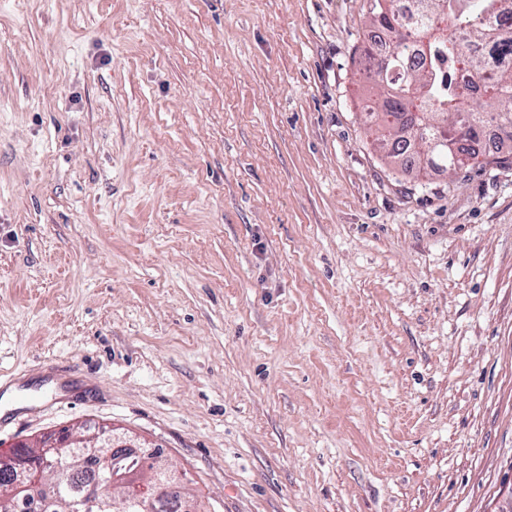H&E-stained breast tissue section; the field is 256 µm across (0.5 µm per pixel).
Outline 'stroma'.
Returning a JSON list of instances; mask_svg holds the SVG:
<instances>
[{"instance_id":"35a3bbf8","label":"stroma","mask_w":512,"mask_h":512,"mask_svg":"<svg viewBox=\"0 0 512 512\" xmlns=\"http://www.w3.org/2000/svg\"><path fill=\"white\" fill-rule=\"evenodd\" d=\"M368 11L0 0V454L106 423L205 512H512V160H384Z\"/></svg>"}]
</instances>
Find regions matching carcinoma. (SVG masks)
I'll return each mask as SVG.
<instances>
[{
    "label": "carcinoma",
    "instance_id": "carcinoma-1",
    "mask_svg": "<svg viewBox=\"0 0 512 512\" xmlns=\"http://www.w3.org/2000/svg\"><path fill=\"white\" fill-rule=\"evenodd\" d=\"M369 34L388 36V54L373 56L372 45L363 53L373 95L366 108L376 119L382 144L391 146L388 157L404 159L408 152L405 124L408 113L419 114L420 139L455 141L454 123L463 114L471 143L457 159L450 152L438 157L432 169L448 171L469 166L482 157L484 124H512V0H413L417 21L413 32L402 23L403 0H369ZM92 449L72 455L64 451V469L48 478L56 481L55 502L47 512H77V502L91 485L106 489L112 504L104 512H142L139 496L129 487L110 486Z\"/></svg>",
    "mask_w": 512,
    "mask_h": 512
}]
</instances>
